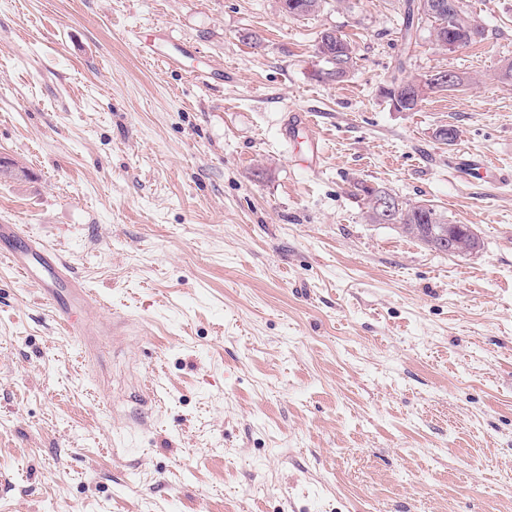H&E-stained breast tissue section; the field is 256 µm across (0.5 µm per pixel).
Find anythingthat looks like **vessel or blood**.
Masks as SVG:
<instances>
[{"label": "vessel or blood", "instance_id": "1", "mask_svg": "<svg viewBox=\"0 0 512 512\" xmlns=\"http://www.w3.org/2000/svg\"><path fill=\"white\" fill-rule=\"evenodd\" d=\"M296 127L306 132L311 151L310 158L302 159V166L318 164L320 155L313 118L300 116ZM0 258L6 260L23 278L40 282L43 299L54 312L60 325L70 335L81 334L83 319L73 309L62 306L60 295L68 293L72 299L84 305L90 304L93 296L71 275L67 266L49 245L32 242L22 225L1 224Z\"/></svg>", "mask_w": 512, "mask_h": 512}]
</instances>
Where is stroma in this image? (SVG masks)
Segmentation results:
<instances>
[{
    "instance_id": "stroma-1",
    "label": "stroma",
    "mask_w": 512,
    "mask_h": 512,
    "mask_svg": "<svg viewBox=\"0 0 512 512\" xmlns=\"http://www.w3.org/2000/svg\"><path fill=\"white\" fill-rule=\"evenodd\" d=\"M407 4L0 0V161L28 173L0 225L106 303L71 336L0 262V512H512V0H467L485 36L452 53L405 49ZM439 70L464 84L383 94ZM360 182L482 249L369 223ZM328 32L329 31H324L321 33L317 42L316 54L325 64V67L319 70L317 76L324 81L341 82L344 80V77L336 79V68H341L349 74L354 65L353 51L350 43L341 35L340 39L342 43L340 48H336L334 43L329 44L326 42ZM299 130H303L307 133V143L310 149L311 157L310 158H302L300 162L302 166L308 167L310 165H317L320 158V153L318 151L317 146V136L315 133V121L313 118L308 115L306 116L304 113H301L298 122L290 129L288 134L295 136L298 134Z\"/></svg>"
}]
</instances>
